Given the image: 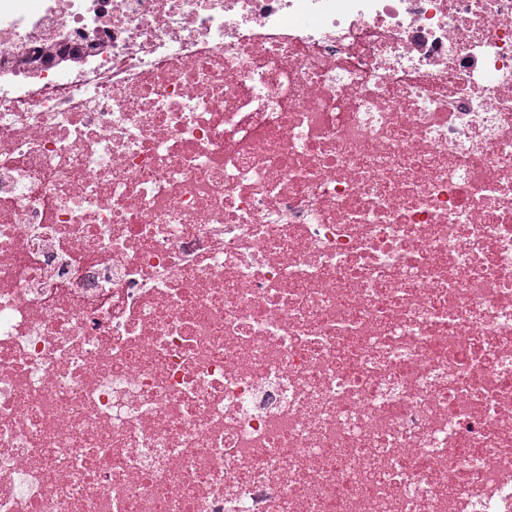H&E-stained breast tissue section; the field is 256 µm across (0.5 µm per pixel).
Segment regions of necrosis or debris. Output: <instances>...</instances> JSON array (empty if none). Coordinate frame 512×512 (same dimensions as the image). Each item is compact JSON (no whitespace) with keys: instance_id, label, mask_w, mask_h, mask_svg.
<instances>
[{"instance_id":"4bbe7bcc","label":"necrosis or debris","mask_w":512,"mask_h":512,"mask_svg":"<svg viewBox=\"0 0 512 512\" xmlns=\"http://www.w3.org/2000/svg\"><path fill=\"white\" fill-rule=\"evenodd\" d=\"M0 512H512V0H0Z\"/></svg>"}]
</instances>
